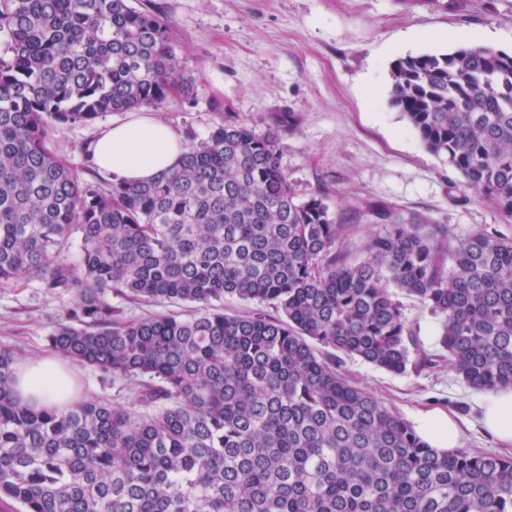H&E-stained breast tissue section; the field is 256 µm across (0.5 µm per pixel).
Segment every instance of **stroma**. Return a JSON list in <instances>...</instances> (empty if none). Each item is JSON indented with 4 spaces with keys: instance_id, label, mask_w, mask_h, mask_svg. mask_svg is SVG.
Here are the masks:
<instances>
[{
    "instance_id": "stroma-1",
    "label": "stroma",
    "mask_w": 512,
    "mask_h": 512,
    "mask_svg": "<svg viewBox=\"0 0 512 512\" xmlns=\"http://www.w3.org/2000/svg\"><path fill=\"white\" fill-rule=\"evenodd\" d=\"M164 19L182 70L199 94L174 97L147 116L173 126L183 142L206 138L224 121L264 132L283 113L279 162L296 192L324 196L338 223L349 225L358 254L378 227L375 210L419 213L467 236L481 227L510 234L501 218L460 177L431 154L407 118L390 103L391 68L406 55L448 53L476 44L512 54V0H134ZM112 112L89 124L55 125L49 145L85 178L108 181L86 165L100 131L135 119ZM28 281L0 288V349L19 360L50 355L47 337L71 305ZM336 369L399 414L417 423L425 413H452L460 447L502 454L505 446L480 424L481 391L454 371L407 369L394 374L337 354ZM79 396L131 405L138 386L93 367L72 366Z\"/></svg>"
}]
</instances>
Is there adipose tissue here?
Listing matches in <instances>:
<instances>
[{"instance_id": "ef3b65f1", "label": "adipose tissue", "mask_w": 512, "mask_h": 512, "mask_svg": "<svg viewBox=\"0 0 512 512\" xmlns=\"http://www.w3.org/2000/svg\"><path fill=\"white\" fill-rule=\"evenodd\" d=\"M184 150L175 129L158 119L115 123L97 136L94 162L98 168L131 183L146 181L171 168ZM15 389L35 407H65L72 400V381L61 362L41 358L23 363ZM484 428L500 442L512 445V389L505 388L481 404Z\"/></svg>"}]
</instances>
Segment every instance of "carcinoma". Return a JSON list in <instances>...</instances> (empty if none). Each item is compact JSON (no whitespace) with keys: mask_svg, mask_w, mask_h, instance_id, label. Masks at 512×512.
<instances>
[{"mask_svg":"<svg viewBox=\"0 0 512 512\" xmlns=\"http://www.w3.org/2000/svg\"><path fill=\"white\" fill-rule=\"evenodd\" d=\"M0 33V286L72 296L51 349L138 385L131 407L36 411L1 349L0 495L22 512H512V455L431 447L317 349L512 387V235L384 208L352 258L347 225L280 165L287 112L267 133L216 126L149 182L86 179L51 125L196 100L166 23L131 0H0ZM391 78L428 151L512 219V54L408 55ZM114 291L198 310L125 319ZM400 293L438 318L444 354ZM226 295L279 316L226 314ZM407 322L415 330L420 342L430 353H441L437 345V319L432 316L417 300L405 295H398Z\"/></svg>","mask_w":512,"mask_h":512,"instance_id":"obj_1","label":"carcinoma"}]
</instances>
